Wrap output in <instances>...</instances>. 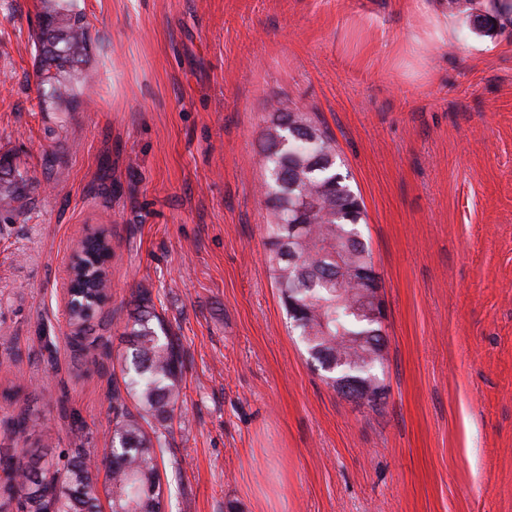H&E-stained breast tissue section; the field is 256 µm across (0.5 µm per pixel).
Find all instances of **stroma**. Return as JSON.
Wrapping results in <instances>:
<instances>
[{"mask_svg": "<svg viewBox=\"0 0 512 512\" xmlns=\"http://www.w3.org/2000/svg\"><path fill=\"white\" fill-rule=\"evenodd\" d=\"M95 108L43 112L40 0H0V154L30 203L0 224V454L48 424L102 455L133 293L185 356L165 512H512V23L448 45L396 0H80ZM318 113L362 196L387 306L380 409L338 395L270 277L259 144ZM112 240L81 343L79 240ZM96 346L86 364L81 345Z\"/></svg>", "mask_w": 512, "mask_h": 512, "instance_id": "stroma-1", "label": "stroma"}]
</instances>
